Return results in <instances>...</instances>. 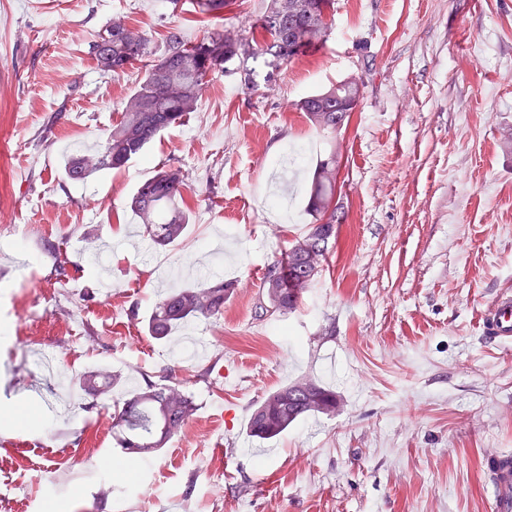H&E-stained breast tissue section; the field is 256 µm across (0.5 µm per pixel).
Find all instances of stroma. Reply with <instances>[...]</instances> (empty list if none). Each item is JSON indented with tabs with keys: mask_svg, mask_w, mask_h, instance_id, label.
I'll use <instances>...</instances> for the list:
<instances>
[{
	"mask_svg": "<svg viewBox=\"0 0 512 512\" xmlns=\"http://www.w3.org/2000/svg\"><path fill=\"white\" fill-rule=\"evenodd\" d=\"M267 4L233 0L218 22L192 0H0V411L20 419L0 420V512H43L49 496L62 512H492L485 465L512 454V344L480 321L512 290V0H334L325 42L271 76L235 60L145 159L62 176L143 74L99 68L101 30L122 21L158 55L169 32L241 30ZM352 77L347 124L315 129L297 102ZM331 152L346 219L298 307L259 316L256 279L305 232ZM161 166L186 174L191 212L167 251L127 205ZM207 275L236 287L192 323L207 357L176 360L183 329L159 341L147 320ZM102 369L170 375L197 411L161 451L123 455L111 409L77 386ZM302 377L340 395L336 414L250 437L256 405Z\"/></svg>",
	"mask_w": 512,
	"mask_h": 512,
	"instance_id": "1",
	"label": "stroma"
}]
</instances>
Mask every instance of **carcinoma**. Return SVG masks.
<instances>
[{
  "instance_id": "obj_1",
  "label": "carcinoma",
  "mask_w": 512,
  "mask_h": 512,
  "mask_svg": "<svg viewBox=\"0 0 512 512\" xmlns=\"http://www.w3.org/2000/svg\"><path fill=\"white\" fill-rule=\"evenodd\" d=\"M331 0H288V14L272 22L277 0H269L265 12L254 23L264 33V42L246 49V54L265 57L264 63L279 68L327 36L325 12ZM124 36L112 25L92 44L98 65L105 72L119 73L135 60L148 56L149 41L136 29ZM247 37L232 39L224 29L213 28L200 39H188L179 32L167 38L163 53L145 69L144 77L127 96L122 118L102 138L94 153L77 151L63 166V176L83 183L95 173L121 169L143 156L148 145L163 131L196 111L208 78L228 70L227 64L239 57L237 45ZM356 79L320 89L298 101L297 109L306 113L313 126L336 131L347 120V106L357 105ZM336 188V153L316 162L312 172L305 211L312 217L307 233L296 239L286 256L274 260L266 269L259 289L269 315L286 314L296 309L304 293L322 271L329 245L336 239V225L343 223L344 211L332 205ZM185 177L179 168H161L145 179L130 200V209L154 246L166 250L180 243L187 234L190 213L182 193ZM233 283L215 276L199 285L177 288L163 297L147 323L151 336L158 340L189 322L217 316L224 311ZM133 391L126 399L112 404V433L117 447L143 457L167 446L193 417L196 406L179 385L161 376ZM120 383L117 374L87 372L78 385L92 397L108 398ZM319 395L333 402L326 410L307 403L295 381L269 393L251 414L247 425L250 436L271 440L309 415L336 412V392L316 386Z\"/></svg>"
}]
</instances>
